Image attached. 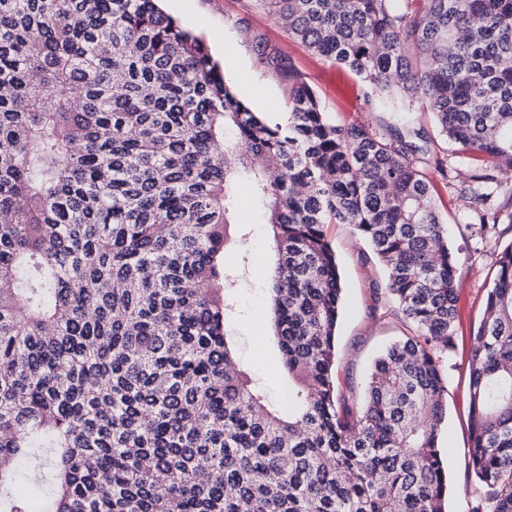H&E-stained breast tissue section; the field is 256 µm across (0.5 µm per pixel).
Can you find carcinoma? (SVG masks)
I'll list each match as a JSON object with an SVG mask.
<instances>
[{"instance_id": "carcinoma-1", "label": "carcinoma", "mask_w": 512, "mask_h": 512, "mask_svg": "<svg viewBox=\"0 0 512 512\" xmlns=\"http://www.w3.org/2000/svg\"><path fill=\"white\" fill-rule=\"evenodd\" d=\"M263 8L359 76L369 112L438 135L336 124L290 57L250 34ZM234 24L288 89L251 111L158 0H0V512H446L438 448L459 262L434 175L450 142L512 166V0H239ZM266 218L282 399L226 321L246 270L238 184ZM386 270L407 333L358 407L333 382L343 281L325 225ZM472 337L471 512H512V245ZM36 462L35 492L17 465Z\"/></svg>"}]
</instances>
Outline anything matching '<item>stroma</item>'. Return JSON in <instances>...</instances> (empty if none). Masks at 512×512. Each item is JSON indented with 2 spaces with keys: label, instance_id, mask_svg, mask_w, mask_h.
Returning a JSON list of instances; mask_svg holds the SVG:
<instances>
[{
  "label": "stroma",
  "instance_id": "obj_1",
  "mask_svg": "<svg viewBox=\"0 0 512 512\" xmlns=\"http://www.w3.org/2000/svg\"><path fill=\"white\" fill-rule=\"evenodd\" d=\"M160 8L176 18L182 27L202 37L212 56L221 65L225 80L252 109L278 119L287 110L285 87L259 65L252 48L246 43L231 18L237 12L236 0H160ZM249 23L280 51L292 57L316 91L327 117L339 124L397 123L391 113L367 112L363 109L364 87L350 71L341 69L325 57L311 53L289 37L286 29L267 12H251ZM473 161L456 150L448 152V178L438 181L435 195L438 210L451 233L450 242L459 259L457 282L458 314L453 344L446 357L448 370L447 416L440 430L439 447L448 471V512H469L477 482L466 455L469 444V370L471 338L484 317L483 297L491 285L496 268L495 256L512 245V172L504 175L495 190L505 207L495 228L480 224L473 209L459 199L456 187L467 180ZM242 201L236 220L247 231V252L226 251L224 264L234 268L242 257H249V280L232 296L236 314L228 329L238 344L240 362L264 385L272 398H279L282 388L277 379L281 363L272 343H257L265 336L268 319L267 271L273 252L265 232V218L249 203L251 191L240 184ZM341 268L345 284L341 323L336 339L337 384L348 404H356L361 396L367 368L377 354L404 327L397 318L385 314L374 294L385 281L384 270L366 260L365 245L353 235L349 226L330 224L326 227Z\"/></svg>",
  "mask_w": 512,
  "mask_h": 512
}]
</instances>
